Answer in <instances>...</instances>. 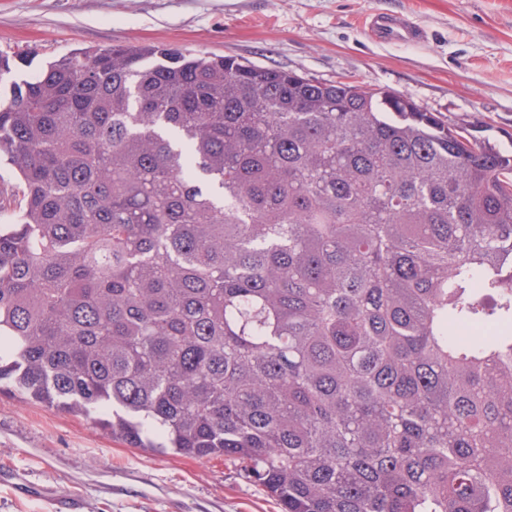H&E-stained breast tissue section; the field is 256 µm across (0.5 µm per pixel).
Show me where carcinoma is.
Masks as SVG:
<instances>
[{
    "label": "carcinoma",
    "instance_id": "carcinoma-1",
    "mask_svg": "<svg viewBox=\"0 0 512 512\" xmlns=\"http://www.w3.org/2000/svg\"><path fill=\"white\" fill-rule=\"evenodd\" d=\"M0 380L281 512H512V152L155 45L0 96Z\"/></svg>",
    "mask_w": 512,
    "mask_h": 512
}]
</instances>
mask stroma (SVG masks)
Wrapping results in <instances>:
<instances>
[{
    "label": "stroma",
    "mask_w": 512,
    "mask_h": 512,
    "mask_svg": "<svg viewBox=\"0 0 512 512\" xmlns=\"http://www.w3.org/2000/svg\"><path fill=\"white\" fill-rule=\"evenodd\" d=\"M374 8L410 13L426 41L371 40L361 20ZM139 44L388 89L512 150V0H0V53L25 56L28 75L75 50ZM0 472L67 489L81 512H280L234 463L128 447L2 381Z\"/></svg>",
    "instance_id": "35a3bbf8"
}]
</instances>
